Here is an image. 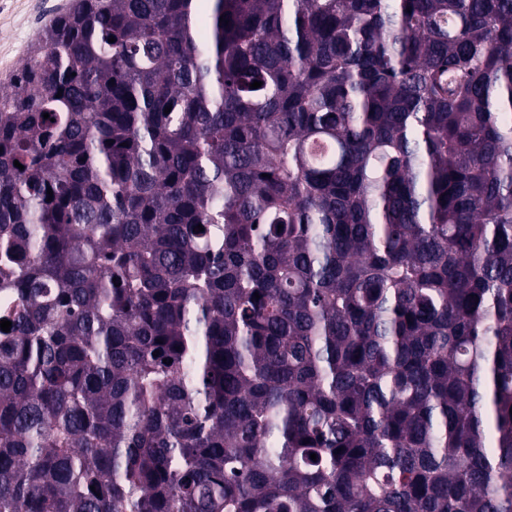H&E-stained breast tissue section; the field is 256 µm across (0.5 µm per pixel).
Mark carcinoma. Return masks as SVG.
<instances>
[{"instance_id":"obj_1","label":"carcinoma","mask_w":512,"mask_h":512,"mask_svg":"<svg viewBox=\"0 0 512 512\" xmlns=\"http://www.w3.org/2000/svg\"><path fill=\"white\" fill-rule=\"evenodd\" d=\"M2 319L0 512H512V0H72Z\"/></svg>"}]
</instances>
